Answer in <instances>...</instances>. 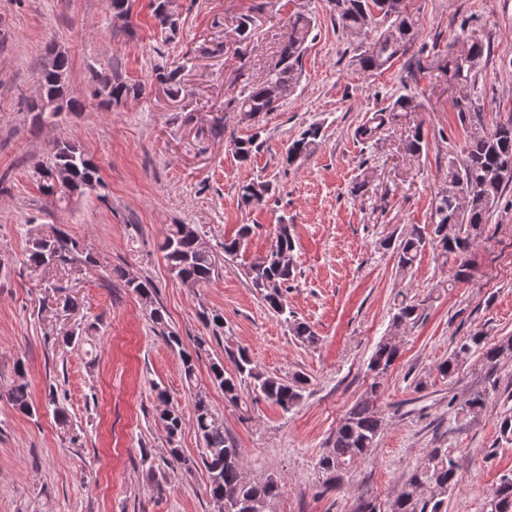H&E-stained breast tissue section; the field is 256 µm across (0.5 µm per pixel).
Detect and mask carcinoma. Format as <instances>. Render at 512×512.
I'll list each match as a JSON object with an SVG mask.
<instances>
[{
  "label": "carcinoma",
  "instance_id": "1",
  "mask_svg": "<svg viewBox=\"0 0 512 512\" xmlns=\"http://www.w3.org/2000/svg\"><path fill=\"white\" fill-rule=\"evenodd\" d=\"M338 27L344 30L362 31L367 44L361 45L354 54V64L365 74H376L405 55L416 37V20L409 10V0H328ZM164 0H149L151 16L156 29L164 40L175 38L179 31V18L166 14ZM314 19L305 10H298L288 17L285 37L278 50V66L269 69L262 80L247 81L240 89L224 100V111L248 113L274 112L280 101L291 94L302 75V60L309 42L314 40ZM45 58L51 64L43 65L39 78V95L26 101L27 111L34 113V122L42 125L60 112L83 110V103L70 95L67 77L71 67L68 54L50 43L45 47ZM448 72L452 77L468 83L474 77V67L448 57ZM95 94L101 98V106L107 110L122 105L131 97L142 93V86L130 83L113 73L111 75L91 69ZM152 80L165 87L167 94L179 93L180 67L172 68L157 63L152 68ZM462 120L470 127V135L460 151L448 152V187L463 186L466 199L461 201L448 193L438 196L435 208L437 221L432 233L413 228L395 244L398 272L406 275L414 266L421 250L427 244L435 245L443 257L452 256L458 263L455 279L468 277L472 269L473 248L483 237L490 213L497 208L503 193L512 185V115L499 120L492 127L485 125V116L478 103H468L461 112ZM391 119L387 113H376L371 124L362 126L358 135L363 139L374 137ZM321 127L311 125L293 140L285 153L287 165L304 157L320 138ZM262 147L260 136L253 134L234 141L236 158L247 163ZM43 194L56 203L70 201L85 194L105 197L106 185L100 176V168L93 155L83 146L68 139H57L50 144V161L37 168ZM266 182H249L241 185V202L259 205L269 193ZM454 225L448 234V224ZM253 233V227L242 226L236 236L224 241V255H238L245 240ZM167 266L175 279L191 286L212 281L218 272V256L204 249L198 242V231L190 224H170L158 244ZM295 241L292 225L278 224L267 252L243 267L244 275L267 306L290 327L293 335L303 344L312 346L318 337L310 325L299 322L288 313L283 289L295 277ZM29 261L37 266L57 264H91L93 256L84 250L79 241L59 229L53 234L31 239ZM124 287L132 289L150 306V320L162 335L165 343L178 351L182 361L183 377L190 393L194 409V428L202 440L200 459L184 456L174 446L175 437L182 431L181 414L164 408L159 419L165 424L168 451L167 464L171 468L190 473L203 467L208 475L206 496L213 512H268L269 505L280 495V483L276 476L268 475L258 481L246 478L243 472L239 448L224 432V419L213 409L205 391L198 387L196 360L207 351L209 341L195 339L194 348L184 346L180 336L167 329L165 312L153 303V288L146 281H134L121 270L113 271ZM422 315L420 304L401 299L393 316L396 327L416 323ZM234 364L235 373L224 370V360L211 362L210 380L224 391V400L236 407L241 406L243 389L278 406L287 412L303 398L308 378L300 373L288 379L264 373L245 348L235 351L225 349ZM399 357V346L392 338L381 340L372 356L368 369L381 375ZM479 358L493 368L504 358L512 357V336L491 339L481 331L459 337L448 359L441 362L438 371L442 377L453 380L459 369L471 358ZM380 397V383L373 382L345 414L342 423L330 440V448L316 463L318 479L325 488H331L341 480L356 463L365 459L375 447L383 417L376 401ZM13 409L29 414L34 411L29 397V385L23 368H17V380L7 394ZM483 394H476L456 408V415L467 416L485 406ZM497 441L512 444V412L498 421ZM461 456L455 448L435 447L426 450L423 461L407 477L401 490L394 497L389 512H445L448 492L457 482ZM484 512H512V474L501 476L499 483L487 495Z\"/></svg>",
  "mask_w": 512,
  "mask_h": 512
}]
</instances>
